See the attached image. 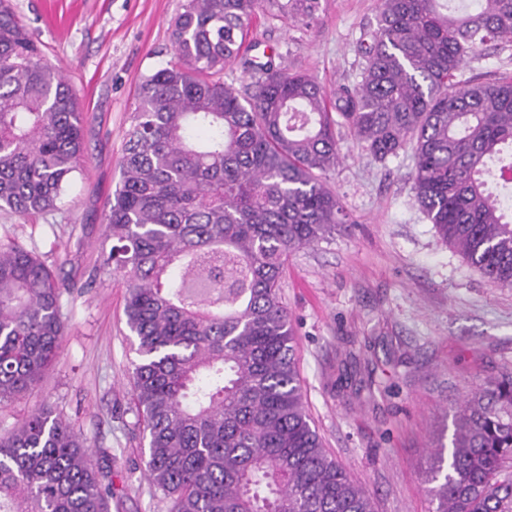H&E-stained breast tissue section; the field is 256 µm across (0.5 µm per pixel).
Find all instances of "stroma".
I'll return each mask as SVG.
<instances>
[{
  "instance_id": "obj_1",
  "label": "stroma",
  "mask_w": 512,
  "mask_h": 512,
  "mask_svg": "<svg viewBox=\"0 0 512 512\" xmlns=\"http://www.w3.org/2000/svg\"><path fill=\"white\" fill-rule=\"evenodd\" d=\"M183 0H11L83 114L85 158L57 210L0 209V246L32 250L69 290L59 353L34 389L0 404V434L46 408L81 431L112 474V512H168L144 477L146 442L131 401L138 360L121 275L100 272L104 217L139 84L174 61ZM319 23L257 21L249 40L326 88L360 79V39L379 0H322ZM512 74V45L480 47L463 77ZM327 175L348 216L292 253L281 293L296 338L306 411L377 512H433V451L449 445L468 394L512 367V288L488 281L437 234L415 200L411 151L380 162L353 136Z\"/></svg>"
}]
</instances>
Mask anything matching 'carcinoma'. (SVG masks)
Returning a JSON list of instances; mask_svg holds the SVG:
<instances>
[{"mask_svg":"<svg viewBox=\"0 0 512 512\" xmlns=\"http://www.w3.org/2000/svg\"><path fill=\"white\" fill-rule=\"evenodd\" d=\"M321 0H184L176 61L143 76L105 214L102 269L126 281L132 401L145 476L171 512H375L306 412L280 282L294 251L347 215L326 186L340 130L378 161L409 148L440 238L512 288V77L458 79L512 43V0H380L360 80L334 102L275 55L245 57L258 11L307 29ZM242 61L250 86L223 81ZM83 157L76 97L0 0V206L56 209ZM63 288L34 253L0 250V403L32 389L65 332ZM435 512H512V369L453 412ZM112 475L42 409L0 436V512H109Z\"/></svg>","mask_w":512,"mask_h":512,"instance_id":"cac0c4a2","label":"carcinoma"}]
</instances>
